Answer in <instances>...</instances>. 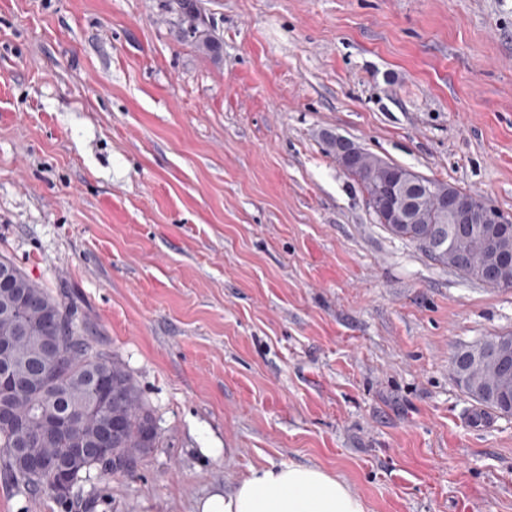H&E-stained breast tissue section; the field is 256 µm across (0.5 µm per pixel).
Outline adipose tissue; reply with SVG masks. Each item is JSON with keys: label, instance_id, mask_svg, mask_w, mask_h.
Instances as JSON below:
<instances>
[{"label": "adipose tissue", "instance_id": "obj_1", "mask_svg": "<svg viewBox=\"0 0 512 512\" xmlns=\"http://www.w3.org/2000/svg\"><path fill=\"white\" fill-rule=\"evenodd\" d=\"M198 512H366L346 484L310 465L268 464L251 468L234 489L214 493Z\"/></svg>", "mask_w": 512, "mask_h": 512}]
</instances>
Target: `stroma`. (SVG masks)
Returning <instances> with one entry per match:
<instances>
[{
	"label": "stroma",
	"mask_w": 512,
	"mask_h": 512,
	"mask_svg": "<svg viewBox=\"0 0 512 512\" xmlns=\"http://www.w3.org/2000/svg\"><path fill=\"white\" fill-rule=\"evenodd\" d=\"M0 0V256L68 289L161 428L93 512L316 466L366 512H512L451 366L492 288L392 235L328 137L512 216V0ZM0 512H72L0 476Z\"/></svg>",
	"instance_id": "35a3bbf8"
}]
</instances>
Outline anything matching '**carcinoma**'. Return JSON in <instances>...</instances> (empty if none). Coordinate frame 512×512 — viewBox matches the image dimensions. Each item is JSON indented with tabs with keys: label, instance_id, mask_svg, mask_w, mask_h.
Listing matches in <instances>:
<instances>
[{
	"label": "carcinoma",
	"instance_id": "cac0c4a2",
	"mask_svg": "<svg viewBox=\"0 0 512 512\" xmlns=\"http://www.w3.org/2000/svg\"><path fill=\"white\" fill-rule=\"evenodd\" d=\"M362 184L366 194L382 186L383 176L373 166V155L365 154L363 163L349 170ZM436 224L407 220L401 224H387L393 235L418 245L436 262L455 269L462 276L494 288H512V268L501 279L491 280L485 268L495 243L481 236H459L450 252L438 254L431 249V238L439 232H448V221ZM9 268L14 282L27 289V307L23 318L41 323L34 335L17 333L19 322L13 314V288L0 287V340L13 341L14 351L0 358V384L8 388L21 379L26 389L16 392L11 408L26 426L0 429V470L15 485L31 492L53 494V484L46 478H37L17 467L6 448H30L40 456L66 458L79 441L95 446L106 422L98 408V399L105 401L112 412V462L101 476L129 473L141 458L160 444V434L153 410L144 401L133 378L123 363L101 349L86 334L79 306L66 293H55L41 286L22 272L11 260L0 257V267ZM511 340V335L490 336L466 346L458 353L473 351L472 357L452 362L455 375L464 379L468 397L476 404L498 414L507 411L502 396L512 398V379L501 380V363L495 357L499 344ZM73 413L79 418V427L53 431L40 441L33 435L46 421Z\"/></svg>",
	"mask_w": 512,
	"mask_h": 512
}]
</instances>
